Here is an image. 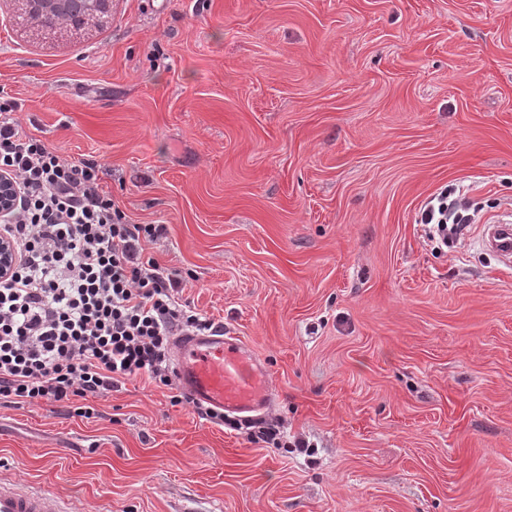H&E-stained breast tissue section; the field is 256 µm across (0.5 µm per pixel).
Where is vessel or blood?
I'll list each match as a JSON object with an SVG mask.
<instances>
[{
  "label": "vessel or blood",
  "mask_w": 512,
  "mask_h": 512,
  "mask_svg": "<svg viewBox=\"0 0 512 512\" xmlns=\"http://www.w3.org/2000/svg\"><path fill=\"white\" fill-rule=\"evenodd\" d=\"M483 241L503 261L512 260V225L490 224ZM175 376L182 390L200 404L229 413L262 411L272 389L268 373L236 336L214 330L176 340ZM0 512H77L73 503L20 483L0 484Z\"/></svg>",
  "instance_id": "1"
}]
</instances>
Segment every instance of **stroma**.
<instances>
[{
  "instance_id": "stroma-1",
  "label": "stroma",
  "mask_w": 512,
  "mask_h": 512,
  "mask_svg": "<svg viewBox=\"0 0 512 512\" xmlns=\"http://www.w3.org/2000/svg\"><path fill=\"white\" fill-rule=\"evenodd\" d=\"M98 162L144 258L265 360L251 442L147 377L0 406V482L82 512H512V0H0V104ZM463 187L447 246L421 203ZM308 449L295 447V440ZM17 1L21 3L24 14L44 30L78 29L82 25L70 19V1L72 0ZM501 223V222H498ZM483 242L489 246L503 261L511 264L512 225L490 224L483 232Z\"/></svg>"
}]
</instances>
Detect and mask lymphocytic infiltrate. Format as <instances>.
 <instances>
[{
    "mask_svg": "<svg viewBox=\"0 0 512 512\" xmlns=\"http://www.w3.org/2000/svg\"><path fill=\"white\" fill-rule=\"evenodd\" d=\"M12 111L0 105V172L20 188L0 221L18 256L0 279V401L60 403L88 419L91 399L145 375L171 390L172 405L186 402L174 391L170 339L216 324L180 300L178 272L144 259L143 240L162 226L126 223L94 161L62 158L20 131ZM417 221L444 242L475 216L448 187L421 203Z\"/></svg>",
    "mask_w": 512,
    "mask_h": 512,
    "instance_id": "obj_1",
    "label": "lymphocytic infiltrate"
}]
</instances>
